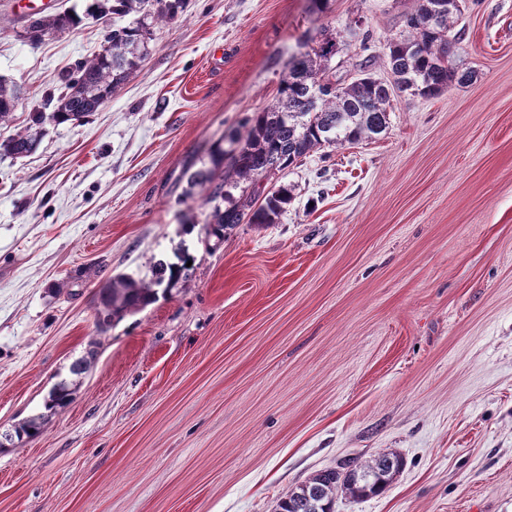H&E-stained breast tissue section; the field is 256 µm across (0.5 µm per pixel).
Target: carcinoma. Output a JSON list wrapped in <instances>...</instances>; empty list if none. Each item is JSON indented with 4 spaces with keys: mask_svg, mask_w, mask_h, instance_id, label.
Returning <instances> with one entry per match:
<instances>
[{
    "mask_svg": "<svg viewBox=\"0 0 512 512\" xmlns=\"http://www.w3.org/2000/svg\"><path fill=\"white\" fill-rule=\"evenodd\" d=\"M415 0L412 11L403 14L407 34L387 40L385 56L392 66V89L431 98L453 82L464 83L469 74L449 61L457 56L459 39L448 40L455 11L437 15L422 25L425 3ZM187 0H87L83 11L69 9L27 16L18 36L37 43L50 35L78 28L88 19L112 17L101 51L80 62L62 82L58 94L29 116L25 128L0 142V153L15 158L32 153L48 124L79 123L112 97L149 54L152 29L181 15ZM336 38L323 33L317 46L292 57L288 76L277 90L275 101L257 112H244L237 126L224 136L236 152L212 150L213 166L189 173V189L197 190L211 205L206 235L218 241L224 231L238 224H276L293 201L288 183L270 177L301 161L315 150H325L322 160L331 159L330 147L354 143L384 133L389 127L391 93L366 71L350 83L336 80L332 60ZM20 100V90L0 77V124L9 121ZM238 194H233V191ZM177 261L160 260L152 266L147 282L117 275L103 286L97 311L106 312L110 322L140 311L154 303L158 288L168 293L187 278L193 260L183 248ZM69 384L53 387L45 409L64 407L70 400ZM403 467L395 452L378 455L367 462L349 460L337 469L321 471L281 497L274 512H335L342 494L354 501L383 494Z\"/></svg>",
    "mask_w": 512,
    "mask_h": 512,
    "instance_id": "carcinoma-1",
    "label": "carcinoma"
}]
</instances>
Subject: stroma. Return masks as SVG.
Listing matches in <instances>:
<instances>
[{
	"label": "stroma",
	"instance_id": "1",
	"mask_svg": "<svg viewBox=\"0 0 512 512\" xmlns=\"http://www.w3.org/2000/svg\"><path fill=\"white\" fill-rule=\"evenodd\" d=\"M413 6L188 0L97 112L0 155V512H273L317 471L387 451L406 461L387 491L336 512H512V0L455 17L466 83L394 93L385 133L288 168L279 223L218 242L185 193L184 170L272 102L321 28L338 75L368 58L384 79L381 43ZM25 16L0 0V76L23 91L0 141L106 30L31 44ZM182 246L188 278L100 330V284L150 279ZM61 381L69 404L45 410Z\"/></svg>",
	"mask_w": 512,
	"mask_h": 512
}]
</instances>
